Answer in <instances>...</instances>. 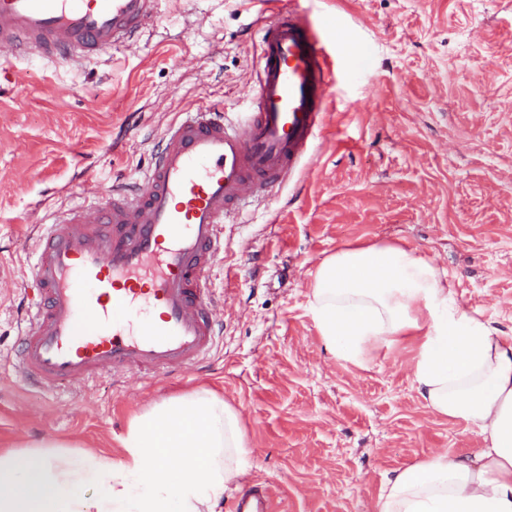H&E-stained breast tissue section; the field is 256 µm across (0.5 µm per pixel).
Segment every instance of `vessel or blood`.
<instances>
[{
	"label": "vessel or blood",
	"instance_id": "obj_1",
	"mask_svg": "<svg viewBox=\"0 0 512 512\" xmlns=\"http://www.w3.org/2000/svg\"><path fill=\"white\" fill-rule=\"evenodd\" d=\"M158 0H0V47L14 56L88 58L132 45ZM254 107L236 121L182 113L134 187L72 208L35 245L19 368L45 391L131 370L182 375L221 342L209 278L224 225L305 160L323 124L332 69L300 15L272 11L257 30Z\"/></svg>",
	"mask_w": 512,
	"mask_h": 512
}]
</instances>
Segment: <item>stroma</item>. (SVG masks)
<instances>
[{"label": "stroma", "instance_id": "stroma-1", "mask_svg": "<svg viewBox=\"0 0 512 512\" xmlns=\"http://www.w3.org/2000/svg\"><path fill=\"white\" fill-rule=\"evenodd\" d=\"M330 49L321 131L285 185L224 227L210 286L224 335L204 369L61 394L15 369V310L40 225L134 180L169 123L253 109L260 0H159L140 47L47 65L0 56V448L53 439L120 458L130 419L214 391L237 410L246 474L273 512H376L388 475L442 453L474 458L479 431L431 412L413 376L420 338L337 359L309 312L317 263L394 243L444 269L457 304L512 335V0H279Z\"/></svg>", "mask_w": 512, "mask_h": 512}]
</instances>
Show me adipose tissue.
<instances>
[{
	"label": "adipose tissue",
	"instance_id": "ef3b65f1",
	"mask_svg": "<svg viewBox=\"0 0 512 512\" xmlns=\"http://www.w3.org/2000/svg\"><path fill=\"white\" fill-rule=\"evenodd\" d=\"M310 307L325 346L345 361L422 332L414 381L426 407L484 437L476 459L438 454L394 472L378 512H512V335L461 309L446 272L394 244L323 258ZM121 444L117 460L53 441L0 450V512H222L244 474L240 414L209 390L134 416Z\"/></svg>",
	"mask_w": 512,
	"mask_h": 512
}]
</instances>
